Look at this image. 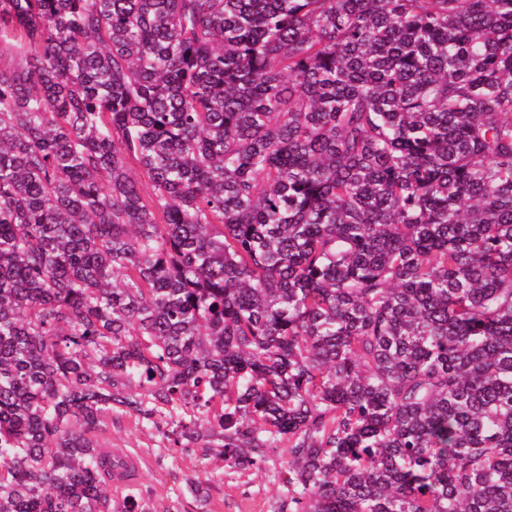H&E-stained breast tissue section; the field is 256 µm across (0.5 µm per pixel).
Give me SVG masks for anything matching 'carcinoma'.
Masks as SVG:
<instances>
[{"mask_svg":"<svg viewBox=\"0 0 512 512\" xmlns=\"http://www.w3.org/2000/svg\"><path fill=\"white\" fill-rule=\"evenodd\" d=\"M0 512L123 408L289 512H512V0H0Z\"/></svg>","mask_w":512,"mask_h":512,"instance_id":"obj_1","label":"carcinoma"}]
</instances>
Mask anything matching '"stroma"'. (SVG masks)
I'll list each match as a JSON object with an SVG mask.
<instances>
[{
    "instance_id": "stroma-1",
    "label": "stroma",
    "mask_w": 512,
    "mask_h": 512,
    "mask_svg": "<svg viewBox=\"0 0 512 512\" xmlns=\"http://www.w3.org/2000/svg\"><path fill=\"white\" fill-rule=\"evenodd\" d=\"M167 430L164 421L152 424L119 411L105 434L136 459L132 490L151 512H286L288 487L280 473L289 458L287 443L268 450L260 466L241 471L215 453L172 447ZM191 481L202 485L205 500L187 493Z\"/></svg>"
}]
</instances>
